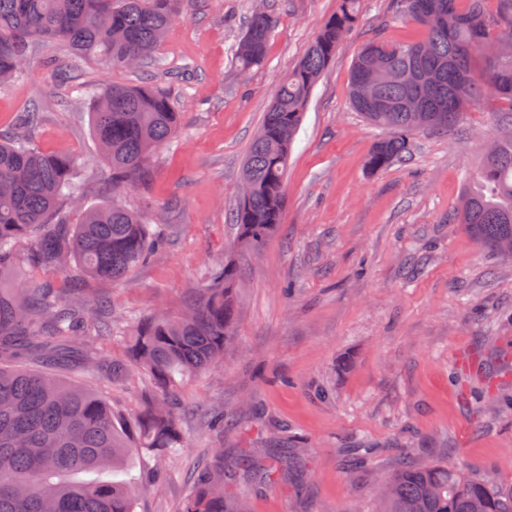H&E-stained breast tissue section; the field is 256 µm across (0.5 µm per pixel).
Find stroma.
<instances>
[{"label":"stroma","mask_w":512,"mask_h":512,"mask_svg":"<svg viewBox=\"0 0 512 512\" xmlns=\"http://www.w3.org/2000/svg\"><path fill=\"white\" fill-rule=\"evenodd\" d=\"M276 13L267 58L240 69L231 49L256 10ZM182 20L158 47L156 64L92 65L60 83L36 48L23 80L0 87V130L41 104L35 140L80 159L82 200L112 196L110 170L90 131L83 87L163 83L184 114L179 136L152 157L145 191L126 205L166 229L167 246L121 282L80 279L17 251L22 287L50 281L63 293L110 300L112 330L92 345L122 357L130 321L177 315L193 305L235 229L242 161L280 80L304 55L336 0H183ZM382 36L415 42L423 30L397 17L391 0H361L356 26L317 82L288 161L281 224L238 281L239 318L222 365L173 399L186 411L187 446L161 463L165 483L136 512H181L198 462H223L224 492L247 512H376V491L400 449L416 465H465L512 484V257L482 247L454 223L463 176L475 170L512 113L495 97L466 107L445 132H422L409 159L379 172L365 161L376 133L348 99L359 48ZM62 374L133 412L152 392L144 375L110 387L97 373ZM223 414L225 430L209 421ZM289 451L298 475L251 476L250 461Z\"/></svg>","instance_id":"obj_1"}]
</instances>
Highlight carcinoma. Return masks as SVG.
Returning <instances> with one entry per match:
<instances>
[{"mask_svg": "<svg viewBox=\"0 0 512 512\" xmlns=\"http://www.w3.org/2000/svg\"><path fill=\"white\" fill-rule=\"evenodd\" d=\"M180 0H0V84L26 75L17 63L38 41L59 43L70 60L100 68L142 65L179 17ZM361 0H337L297 67L278 84L251 140L242 179L247 197L233 209L236 235L209 273L200 299L180 316L157 314L135 324L127 356L105 361L84 348L86 336L112 331L107 305L77 301L48 281L17 277L16 245L34 237L32 261L65 271L75 265L87 277L120 281L160 247V231L117 197L143 190L151 158L182 129V112L164 87L108 85L93 90L91 132L112 168V199L72 222L71 205L84 195L79 160L47 153L31 142L43 107L20 113L0 131V350L38 348L34 365L0 363V512H135L139 495L159 485L158 472L133 474V456L160 460L187 446L181 412L167 400L174 387L224 359L239 316L236 283L241 257L260 246L281 223L288 157L312 91L336 49L360 15ZM492 17L485 0H396L398 13L424 37L393 44L377 36L358 51L349 74L353 109L384 135L366 159L372 172L404 161L412 138L455 127L463 108L491 94L512 105V55L498 52L512 39V0H498ZM277 18L251 14L232 49L243 70L264 62ZM369 73L385 110L368 107L359 84ZM468 81L461 102L448 89ZM436 107L419 114L402 107L410 97ZM455 219L490 250L512 256V133L469 176ZM52 337V342L40 340ZM69 360L123 382L146 374L156 393L125 419L96 390L63 379ZM124 472V480L102 476ZM383 512H512V485L468 475L462 466H417L408 455L386 479ZM181 512H239L224 495V466H204L191 477Z\"/></svg>", "mask_w": 512, "mask_h": 512, "instance_id": "1", "label": "carcinoma"}]
</instances>
